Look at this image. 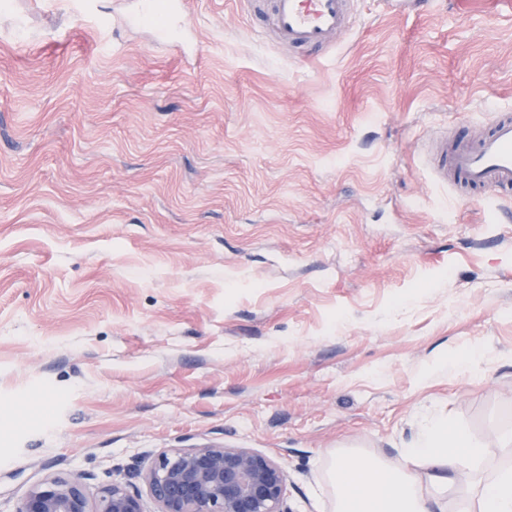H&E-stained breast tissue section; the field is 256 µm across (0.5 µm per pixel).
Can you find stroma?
<instances>
[{"mask_svg": "<svg viewBox=\"0 0 512 512\" xmlns=\"http://www.w3.org/2000/svg\"><path fill=\"white\" fill-rule=\"evenodd\" d=\"M139 3L0 6V512L206 443L336 512V456L427 412L512 466V201L425 160L512 105V0H358L314 64L237 0Z\"/></svg>", "mask_w": 512, "mask_h": 512, "instance_id": "obj_1", "label": "stroma"}]
</instances>
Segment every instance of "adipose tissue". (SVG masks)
<instances>
[{"instance_id":"ef3b65f1","label":"adipose tissue","mask_w":512,"mask_h":512,"mask_svg":"<svg viewBox=\"0 0 512 512\" xmlns=\"http://www.w3.org/2000/svg\"><path fill=\"white\" fill-rule=\"evenodd\" d=\"M482 455L481 446L449 426L446 418L425 415L413 448L398 463L358 454L333 463L330 477L339 491L336 512H442L435 494L420 489L418 468H429L437 491L444 490ZM456 512H512V469H500L476 495L458 497Z\"/></svg>"}]
</instances>
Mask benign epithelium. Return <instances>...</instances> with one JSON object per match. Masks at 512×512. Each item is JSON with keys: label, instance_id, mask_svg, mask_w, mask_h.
<instances>
[{"label": "benign epithelium", "instance_id": "obj_1", "mask_svg": "<svg viewBox=\"0 0 512 512\" xmlns=\"http://www.w3.org/2000/svg\"><path fill=\"white\" fill-rule=\"evenodd\" d=\"M145 480L158 512H292L284 467L250 448H170ZM15 512H144V505L126 483L105 485L92 500L82 477L55 476L30 489Z\"/></svg>", "mask_w": 512, "mask_h": 512}]
</instances>
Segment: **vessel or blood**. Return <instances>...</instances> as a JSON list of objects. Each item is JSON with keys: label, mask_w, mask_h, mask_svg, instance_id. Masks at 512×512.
Here are the masks:
<instances>
[{"label": "vessel or blood", "mask_w": 512, "mask_h": 512, "mask_svg": "<svg viewBox=\"0 0 512 512\" xmlns=\"http://www.w3.org/2000/svg\"><path fill=\"white\" fill-rule=\"evenodd\" d=\"M355 0H240L258 26H270L282 44L319 55L355 24ZM433 173L444 184L482 195L512 197V112L497 111L486 134L475 142H437Z\"/></svg>", "instance_id": "1"}]
</instances>
